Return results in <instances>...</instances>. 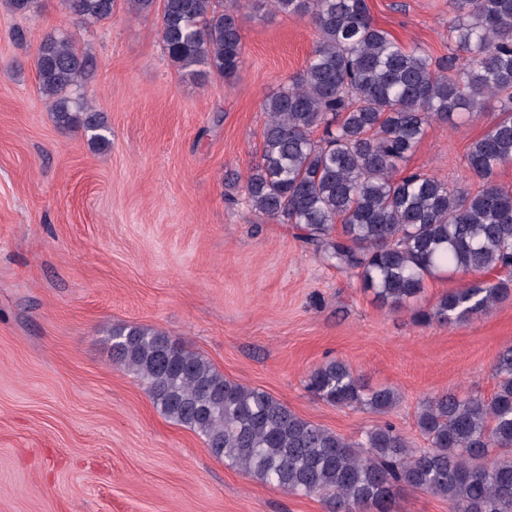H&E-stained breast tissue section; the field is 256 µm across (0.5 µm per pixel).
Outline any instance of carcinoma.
I'll return each instance as SVG.
<instances>
[{"label":"carcinoma","mask_w":512,"mask_h":512,"mask_svg":"<svg viewBox=\"0 0 512 512\" xmlns=\"http://www.w3.org/2000/svg\"><path fill=\"white\" fill-rule=\"evenodd\" d=\"M80 26L112 18L116 0H63ZM130 13L161 18L164 52L183 75L233 79L242 64L237 10L224 0H125ZM14 14L38 0H3ZM306 16L316 39L304 69L264 99L259 159L242 183L252 210L290 224L305 247L352 272L375 299L401 310L441 272L512 270V189L493 181L512 164V0H448V42L436 61L372 20L366 0H271ZM39 89L57 126L108 146L103 112L82 89L95 59L76 34L48 33L35 58ZM503 105L469 147L476 193L399 168L433 122L459 111ZM322 136L315 138V130ZM505 281L477 280L442 294L423 324H454L489 313ZM112 357L148 388L166 418L204 437L231 467L294 494L327 495L333 512H394L399 494L420 490L448 500L449 512H512V348L498 358L495 391L442 393L422 400L413 448L391 422L348 440L311 423L268 392L224 377L201 356L146 326L112 328ZM308 390L339 408L387 414L396 389L372 387L342 360L308 376Z\"/></svg>","instance_id":"1"}]
</instances>
